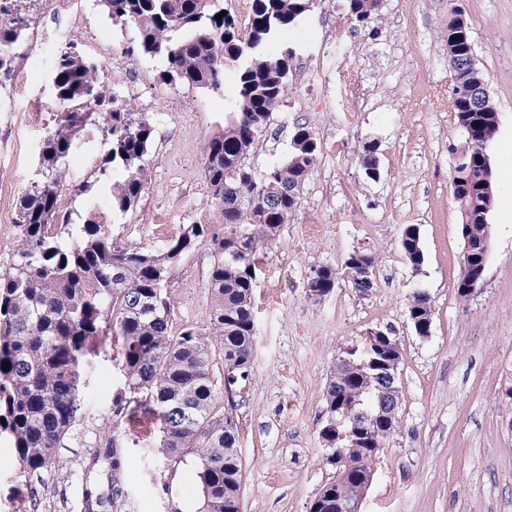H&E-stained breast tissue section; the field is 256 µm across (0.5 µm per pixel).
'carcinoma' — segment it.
I'll return each instance as SVG.
<instances>
[{"label": "carcinoma", "instance_id": "carcinoma-1", "mask_svg": "<svg viewBox=\"0 0 512 512\" xmlns=\"http://www.w3.org/2000/svg\"><path fill=\"white\" fill-rule=\"evenodd\" d=\"M112 20L130 26L138 50L161 56L167 67L161 79L201 88H218L224 69L237 66V112L206 147L204 175L220 212L217 224H190L184 233L157 251L114 243L111 225L93 218L74 226L62 199L65 161L86 132L102 133L108 150L98 174L112 183V208L133 209L147 185L145 157L153 141V125L126 111L115 93L98 81L97 67L82 56L61 52L54 77L58 100L66 112L43 140L42 179L20 197L15 224L17 250L0 273V435H5L20 466L33 478L62 468L60 449L80 417V397L89 367L86 346L96 336L120 343L116 360L124 388L112 400L115 416L128 414L126 394H142L154 404L160 433L157 453L167 466L191 464L200 491L198 512H241L244 465L238 451V426L233 411L217 407L219 394L245 378L255 349L253 295L256 254L297 209L300 191L315 164L319 144L306 125L294 127L288 158L255 177L249 156L270 125L289 90L290 51L282 37L310 10L312 0H252L246 35L218 0H103ZM380 0H347L358 22L378 16ZM461 11L448 16V65L454 73L456 117L467 134L464 165L457 166L452 193L465 199L473 214L467 230L468 248L486 233L483 215L493 205L487 144L497 131L498 113L491 96L473 82L466 61L454 46L469 42L468 25L457 23ZM30 20L22 0H0V83L14 68L15 46ZM376 146L363 147L365 175L378 176ZM208 243L210 327L188 325L171 331L163 298L172 265L199 242ZM407 262H424L419 230L407 229L401 239ZM376 259L354 251L343 262L344 274L359 294L373 288L365 270ZM310 289L333 290L337 272H315ZM409 316L433 320L430 297H412ZM224 355V377L213 371V347ZM368 341L337 359L326 390V418L344 411H370L378 400L399 409L397 383L383 385L378 373L400 367L397 339L381 357L367 353ZM395 427L378 425L336 443V428L322 427L324 447L340 445L350 466L334 467L310 506V512H344L364 497L380 449ZM108 462L109 494L88 492L84 512H101L105 502L117 506L126 494L121 483L123 449L113 438L98 445L88 463Z\"/></svg>", "mask_w": 512, "mask_h": 512}]
</instances>
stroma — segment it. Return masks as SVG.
I'll use <instances>...</instances> for the list:
<instances>
[{"label":"stroma","instance_id":"35a3bbf8","mask_svg":"<svg viewBox=\"0 0 512 512\" xmlns=\"http://www.w3.org/2000/svg\"><path fill=\"white\" fill-rule=\"evenodd\" d=\"M454 3L464 11L498 110V130L486 148L498 190L512 181V0H383L378 19L365 25L350 17L346 0H313L285 38L293 50L282 104L288 117L274 119L260 136L250 166L261 173L285 159L298 124L313 130L320 153L296 211L257 255L256 347L233 395L244 463L241 512H309L334 475L320 438L328 379L345 350L379 329L402 349V398L361 512H512V205L495 200L483 285L461 299L464 243L451 180L467 138L452 107L445 37ZM27 7L31 27L15 49L11 79L0 87V272L15 255L16 206L38 178L43 140L62 111L53 78L60 50L71 43L97 66L101 85L118 91L126 111L142 113L155 130L146 156L150 180L127 214L113 210L108 184L94 175L106 150L101 135L78 140L63 189L71 223L96 218L111 225L114 241L151 251L187 225L217 222L205 151L235 109V69H226L217 89L168 83L160 77L163 60L133 52L132 29L112 24L100 0H72L64 8L27 0ZM328 33L336 50L325 58ZM305 64L354 74L360 93L354 122L344 120L331 85L300 81L296 71ZM35 101L43 110L33 126L28 109ZM371 141L374 179L360 165ZM410 225L424 253L416 269L400 245ZM355 250L377 258L374 286L363 295L341 273ZM210 263L202 242L174 264L164 291L172 331L208 326ZM322 267L338 277L330 294L314 299L306 284ZM418 291L433 305L426 338L408 315ZM116 352L113 337L90 343L80 421L64 441L61 471L31 479L0 442V512H82L84 491L107 490L104 467L90 471L86 462L108 437L124 450L129 498L122 512L198 502L192 467L170 470L154 455L152 402L141 399L132 421L113 422L112 398L124 385Z\"/></svg>","mask_w":512,"mask_h":512}]
</instances>
